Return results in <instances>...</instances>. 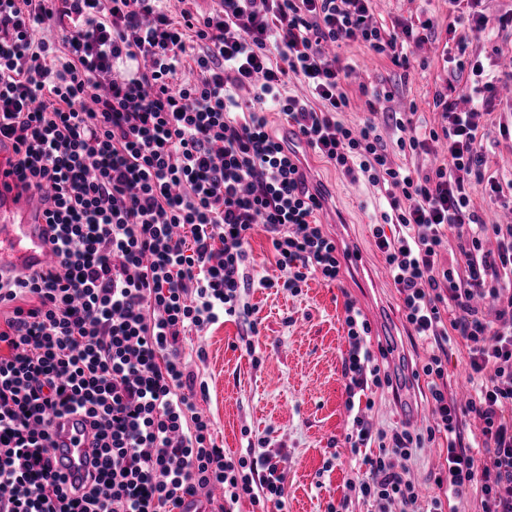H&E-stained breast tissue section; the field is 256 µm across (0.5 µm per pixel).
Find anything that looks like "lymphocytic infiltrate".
I'll return each mask as SVG.
<instances>
[{
	"label": "lymphocytic infiltrate",
	"mask_w": 512,
	"mask_h": 512,
	"mask_svg": "<svg viewBox=\"0 0 512 512\" xmlns=\"http://www.w3.org/2000/svg\"><path fill=\"white\" fill-rule=\"evenodd\" d=\"M209 12L162 0H0V146L21 188H42L54 264L0 278V512H175L184 496L224 492L223 512L242 501L281 512L286 473L275 455L247 446L226 456L196 406L185 336L220 321L239 325L253 352L256 307L246 243L263 226L298 292L309 277L339 280L336 241L316 217L299 158L269 128L278 107L320 158L365 179L386 202L372 236L414 337L430 343L420 371L433 422L373 430L374 396L389 377L367 338L369 320L345 304L349 350L342 363L357 461L347 485L377 512H444L475 492L481 512H512V224L486 223L482 194L512 205V178L483 171V130L501 80L466 57L471 36L512 35V8L448 0L456 17L376 24L371 0H212ZM55 28L57 37H37ZM454 36L469 69L471 108L439 92L440 129L420 132L412 113L365 101L362 127L342 123L351 70L328 45L365 43L398 65L411 46ZM296 77L303 95L285 87ZM254 88L252 101L240 90ZM390 124L399 151L441 150L427 172L398 163L379 133ZM393 233H386L385 225ZM457 257L440 268L449 238ZM495 239L496 250L485 243ZM491 299L494 320L477 303ZM468 349L474 395L448 391V343ZM86 416L94 468L80 487L53 470L55 418ZM478 431L466 437L468 418ZM447 442L430 510L395 459Z\"/></svg>",
	"instance_id": "obj_1"
}]
</instances>
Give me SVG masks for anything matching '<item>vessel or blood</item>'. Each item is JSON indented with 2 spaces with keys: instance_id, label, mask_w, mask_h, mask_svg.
Instances as JSON below:
<instances>
[{
  "instance_id": "obj_1",
  "label": "vessel or blood",
  "mask_w": 512,
  "mask_h": 512,
  "mask_svg": "<svg viewBox=\"0 0 512 512\" xmlns=\"http://www.w3.org/2000/svg\"><path fill=\"white\" fill-rule=\"evenodd\" d=\"M17 177L0 155V273L28 274L54 261L46 244L47 227L36 190L19 192ZM55 469L69 477L82 470L90 444L89 425L83 413L57 419L52 436Z\"/></svg>"
}]
</instances>
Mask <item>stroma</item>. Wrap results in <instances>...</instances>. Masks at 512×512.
<instances>
[{"label":"stroma","mask_w":512,"mask_h":512,"mask_svg":"<svg viewBox=\"0 0 512 512\" xmlns=\"http://www.w3.org/2000/svg\"><path fill=\"white\" fill-rule=\"evenodd\" d=\"M371 8L374 20L386 25L398 19L418 22L427 11L440 24L448 22V0H372ZM445 42L441 36L416 47L406 69L363 43L341 44L336 53L352 70L354 103L340 113V120L354 127L365 121L367 114L359 107L365 87L393 92L386 109L412 112L427 126L440 127L441 114L433 105L436 92L450 86L461 95L469 83L468 74L456 73L448 63ZM306 170L311 184L324 194L321 222L329 226L339 250L362 251L365 265H343L339 281L332 283L309 278L295 294L264 287V279L279 271L268 234L255 228L248 243L252 284L244 296L258 310L255 354L232 349L240 333L232 321L188 336L185 343L192 369L207 385L198 405L213 421L218 444L236 456L245 452L249 437H263L269 450L282 453L287 476L283 512H328L330 504L348 493L353 462L345 443L349 426L342 379L348 350L346 301H356L370 321L372 348L386 337L392 342L385 366L401 391L388 389L377 399L370 415L373 427L403 423L416 430L429 418L427 385L412 377L429 348L410 336L402 301L375 247L371 227L381 221L376 191L367 181L343 177L313 154L306 159ZM445 456V447L437 443L417 450L408 461L409 476L423 499L436 495L430 474Z\"/></svg>","instance_id":"obj_1"}]
</instances>
